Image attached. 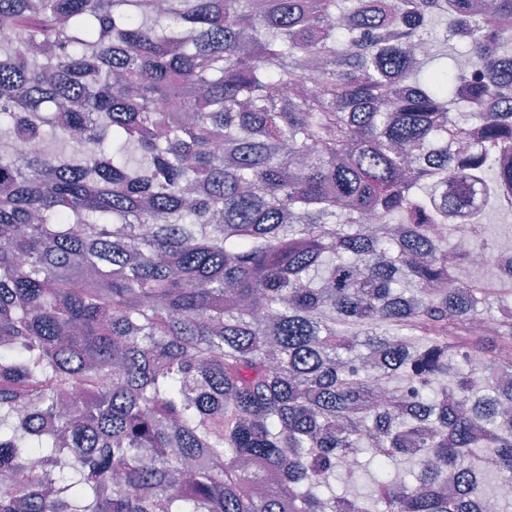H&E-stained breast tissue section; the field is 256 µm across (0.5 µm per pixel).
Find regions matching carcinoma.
<instances>
[{"label":"carcinoma","instance_id":"1","mask_svg":"<svg viewBox=\"0 0 512 512\" xmlns=\"http://www.w3.org/2000/svg\"><path fill=\"white\" fill-rule=\"evenodd\" d=\"M0 25V134L43 145L0 155V512H485L512 278L455 217L512 192V0ZM497 253L507 254V260H490L484 257L478 258V265L474 270L475 274L483 278H494L502 274L511 272L512 247L508 245H498Z\"/></svg>","mask_w":512,"mask_h":512}]
</instances>
